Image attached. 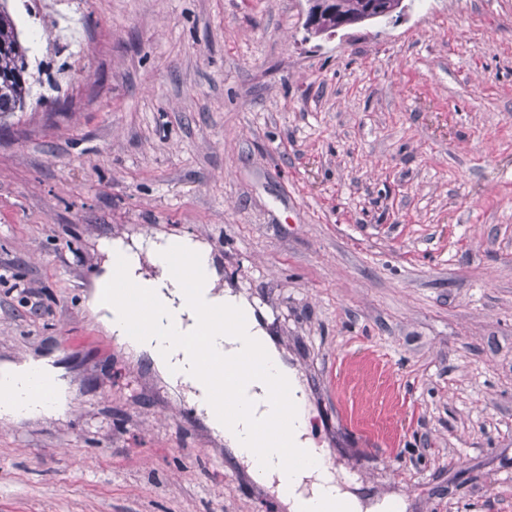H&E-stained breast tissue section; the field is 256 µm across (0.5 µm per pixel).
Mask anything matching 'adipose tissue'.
Listing matches in <instances>:
<instances>
[{
  "label": "adipose tissue",
  "mask_w": 512,
  "mask_h": 512,
  "mask_svg": "<svg viewBox=\"0 0 512 512\" xmlns=\"http://www.w3.org/2000/svg\"><path fill=\"white\" fill-rule=\"evenodd\" d=\"M98 249L104 257L103 271L95 278L87 305L105 330L116 336L137 354L147 355L172 385L183 387L196 403L210 428L222 435L236 458L249 466L252 474L268 485H275L280 462L266 453L262 463H255L250 450L254 435L272 422L275 407L268 401L265 387L274 381L287 382L294 404L293 426L288 434L292 448L308 447V420L305 399L295 375L288 371L279 352L270 344L265 330L251 316L250 305L241 296L223 290L208 247L188 236H159L128 243L112 238L101 239ZM180 257L190 258L193 266L188 274L174 272L173 263ZM139 290L146 302L145 326L131 330L125 320L127 311L121 304L122 286ZM199 289L203 302L217 312L247 316L243 328H203L198 323L195 306L187 297L189 288ZM205 335L216 361L240 360L247 352L261 349L264 361L261 372L242 375L250 390L249 403L237 410L233 419L222 412L224 398L220 381L203 385L199 379L200 364L172 342L173 337ZM52 381L54 392L50 402L25 399L32 379ZM64 403L63 382L55 368L43 360H29L0 367V418L19 420L42 414L57 413ZM334 499L343 512H362L358 498L346 490L328 463L320 460L296 471L294 489L283 499L295 508L299 499Z\"/></svg>",
  "instance_id": "obj_1"
}]
</instances>
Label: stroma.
Listing matches in <instances>:
<instances>
[{
    "instance_id": "1",
    "label": "stroma",
    "mask_w": 512,
    "mask_h": 512,
    "mask_svg": "<svg viewBox=\"0 0 512 512\" xmlns=\"http://www.w3.org/2000/svg\"><path fill=\"white\" fill-rule=\"evenodd\" d=\"M31 97L0 126V512H283L86 301L101 238L205 242L361 499L512 512V0H412L310 41L304 0H7ZM47 378L54 385L52 399L48 403L24 398L33 378ZM2 394L6 396L2 398ZM64 389L59 373L45 360H29L0 368V418L19 420L42 414H55L63 406Z\"/></svg>"
}]
</instances>
